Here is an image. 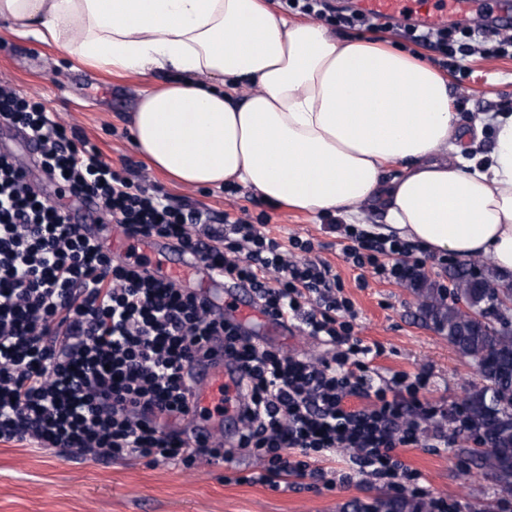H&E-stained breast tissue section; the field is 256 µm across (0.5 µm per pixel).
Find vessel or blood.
<instances>
[{
    "label": "vessel or blood",
    "instance_id": "vessel-or-blood-1",
    "mask_svg": "<svg viewBox=\"0 0 512 512\" xmlns=\"http://www.w3.org/2000/svg\"><path fill=\"white\" fill-rule=\"evenodd\" d=\"M474 5L475 0H355L359 12L410 20L418 28L429 27L437 18L445 22L465 21ZM81 230L113 253L147 261L153 275L192 288L197 298L217 314L255 328L262 340L294 331L288 320L261 312L248 284L224 281L205 262L186 257L164 239L138 237L115 241L104 236L96 224L82 225ZM241 402L235 368L225 364L220 355L204 361L198 368V380L192 389L189 421L193 435L201 438L223 435L228 424L237 422Z\"/></svg>",
    "mask_w": 512,
    "mask_h": 512
}]
</instances>
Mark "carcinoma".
I'll return each mask as SVG.
<instances>
[{
    "label": "carcinoma",
    "instance_id": "obj_1",
    "mask_svg": "<svg viewBox=\"0 0 512 512\" xmlns=\"http://www.w3.org/2000/svg\"><path fill=\"white\" fill-rule=\"evenodd\" d=\"M474 272L453 288H428L423 309L448 341L472 361L482 360L481 384L465 406L469 421L494 445L478 454L477 468L493 478L502 499L512 496V310L511 288H487Z\"/></svg>",
    "mask_w": 512,
    "mask_h": 512
}]
</instances>
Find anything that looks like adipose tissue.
Wrapping results in <instances>:
<instances>
[{
    "mask_svg": "<svg viewBox=\"0 0 512 512\" xmlns=\"http://www.w3.org/2000/svg\"><path fill=\"white\" fill-rule=\"evenodd\" d=\"M0 19L97 70L175 71L144 91L130 124L136 149L173 180L241 184L308 213L351 216L377 197L402 239L489 259L512 284V113L490 117L489 158L463 157L483 127L461 131L428 63L336 40L262 0H0ZM241 80L260 92L237 99ZM448 147L457 165L437 161ZM390 164L402 172L386 185Z\"/></svg>",
    "mask_w": 512,
    "mask_h": 512,
    "instance_id": "ef3b65f1",
    "label": "adipose tissue"
}]
</instances>
